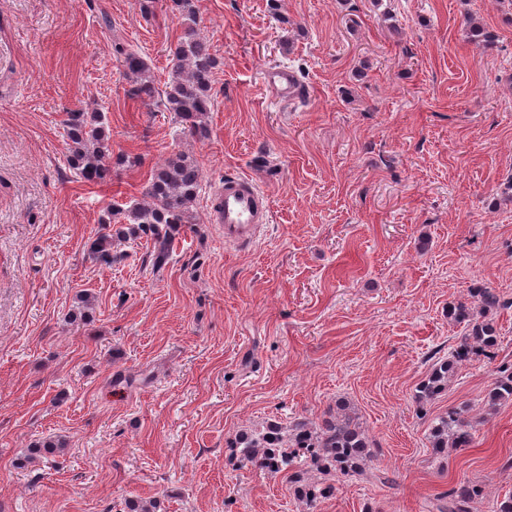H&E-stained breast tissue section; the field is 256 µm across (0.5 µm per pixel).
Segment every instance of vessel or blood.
<instances>
[{"instance_id": "b4317fda", "label": "vessel or blood", "mask_w": 512, "mask_h": 512, "mask_svg": "<svg viewBox=\"0 0 512 512\" xmlns=\"http://www.w3.org/2000/svg\"><path fill=\"white\" fill-rule=\"evenodd\" d=\"M263 79L270 92L281 99L291 101L300 94L298 79L290 70L268 71ZM269 214L266 193L250 179H226L215 194L213 220L223 225L225 241H252L258 226L268 223Z\"/></svg>"}]
</instances>
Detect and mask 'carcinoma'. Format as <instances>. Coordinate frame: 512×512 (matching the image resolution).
<instances>
[{
  "label": "carcinoma",
  "mask_w": 512,
  "mask_h": 512,
  "mask_svg": "<svg viewBox=\"0 0 512 512\" xmlns=\"http://www.w3.org/2000/svg\"><path fill=\"white\" fill-rule=\"evenodd\" d=\"M172 3L190 24L171 51V75L164 91H158L148 64L138 52L120 42L114 43V49L122 57L126 76L133 82V95L142 101L163 95L165 110L174 113L183 133L203 138L209 132L207 118L213 107L211 83L219 62L209 42L196 29L193 0H172ZM63 126L69 146L68 164L79 178L90 185L112 180L103 113L69 112ZM201 180V169L190 156L184 152L170 156L151 175L145 192L148 201L127 209L107 210V218L116 217L128 228L112 231L105 227L89 247L92 258L110 266L114 262L112 235L134 236L139 230H148L158 243L154 265L165 264L173 252L179 228L193 223V206ZM473 294L484 313L499 305V296L489 288H475ZM448 317L467 323L468 333L450 356L437 362L422 381L417 389L420 401L433 399L444 391L462 363L479 357L494 358L497 336L492 322L474 318L464 305L449 307ZM487 401L491 407L512 401V366L499 367ZM465 413L462 408H453L437 418L430 435L436 453L470 446L471 425ZM237 451L240 462L286 476L306 512H317L318 503L333 491V486L321 481V477L361 475L371 459L368 438L347 413L331 417L318 426L304 418H295L288 426L286 437L276 425L245 433L237 441ZM481 495V486L463 483L440 496L437 510L472 512Z\"/></svg>",
  "instance_id": "1"
}]
</instances>
